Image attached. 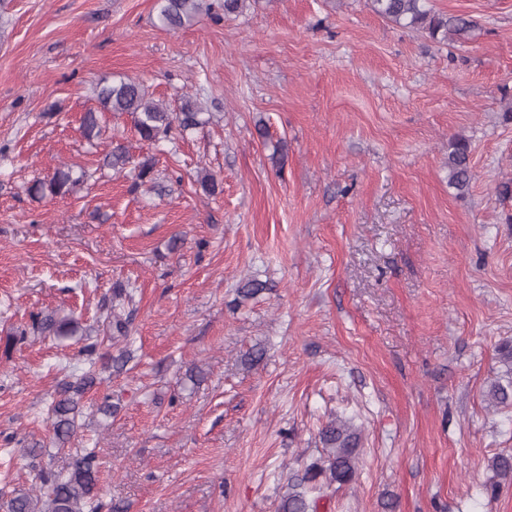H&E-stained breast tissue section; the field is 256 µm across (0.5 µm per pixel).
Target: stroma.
<instances>
[{
  "mask_svg": "<svg viewBox=\"0 0 512 512\" xmlns=\"http://www.w3.org/2000/svg\"><path fill=\"white\" fill-rule=\"evenodd\" d=\"M203 3L169 30L157 0H0V512L33 485L26 448L56 452L62 366H85L33 315L106 335L118 283L131 333L110 351L130 360L99 369L69 443L99 450L104 501L277 512L338 417L361 432L357 475L314 492L316 512H512L490 467L512 453V406L487 399L512 340V0H431L474 22L441 42L366 0H248L231 18ZM123 77L173 110L197 97L208 124L151 144L99 112L87 141L97 84ZM453 138L471 150L463 195ZM118 144L154 159L165 193L104 166ZM61 164L84 182L33 198ZM248 279L266 288L238 302ZM448 183L459 194H464L472 180L470 150L465 140L451 139L448 143Z\"/></svg>",
  "mask_w": 512,
  "mask_h": 512,
  "instance_id": "1",
  "label": "stroma"
}]
</instances>
